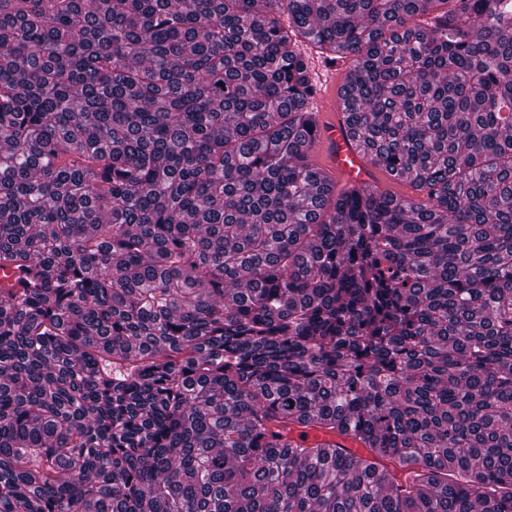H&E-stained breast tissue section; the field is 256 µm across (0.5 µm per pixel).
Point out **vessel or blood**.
Returning <instances> with one entry per match:
<instances>
[{
    "label": "vessel or blood",
    "mask_w": 512,
    "mask_h": 512,
    "mask_svg": "<svg viewBox=\"0 0 512 512\" xmlns=\"http://www.w3.org/2000/svg\"><path fill=\"white\" fill-rule=\"evenodd\" d=\"M312 151L317 166L329 175L347 184H367L371 177L364 157L350 132L337 98L322 101L318 114V129ZM291 438H305L307 443H328L351 456L365 455L366 450L349 434L323 433L314 429L307 432L292 430Z\"/></svg>",
    "instance_id": "1"
}]
</instances>
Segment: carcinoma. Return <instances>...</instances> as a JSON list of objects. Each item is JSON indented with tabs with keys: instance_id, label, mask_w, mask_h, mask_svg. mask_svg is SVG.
Listing matches in <instances>:
<instances>
[{
	"instance_id": "carcinoma-1",
	"label": "carcinoma",
	"mask_w": 512,
	"mask_h": 512,
	"mask_svg": "<svg viewBox=\"0 0 512 512\" xmlns=\"http://www.w3.org/2000/svg\"><path fill=\"white\" fill-rule=\"evenodd\" d=\"M6 266L0 512H512V0H0ZM321 95V112L318 114V129L312 146L317 166L335 179L347 184H371L369 168L376 176V182L386 190L402 199H420L421 195L412 189L409 179H393L385 171L371 164H366L360 154L353 134L347 127L339 101L336 87L329 100ZM301 433L306 434V443H328L335 448H339L345 454L351 456H363L366 454V449L350 434H339L334 433H323L314 429L298 430L292 429L289 433V437L295 440H299Z\"/></svg>"
}]
</instances>
